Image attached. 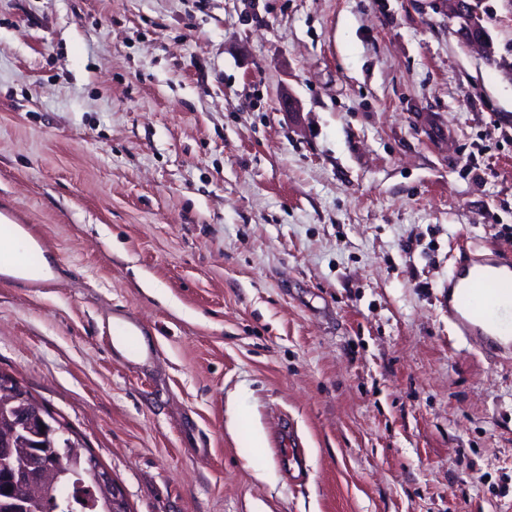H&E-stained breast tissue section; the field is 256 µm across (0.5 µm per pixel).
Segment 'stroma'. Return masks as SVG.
I'll return each instance as SVG.
<instances>
[{"mask_svg": "<svg viewBox=\"0 0 512 512\" xmlns=\"http://www.w3.org/2000/svg\"><path fill=\"white\" fill-rule=\"evenodd\" d=\"M481 11L490 61L437 0H0V215L57 273H0V373L130 512H512V354L448 321L512 254ZM279 446L282 468L291 477H295V473L300 474L306 468V460L302 448H298L296 443L292 442L288 433L285 437H281Z\"/></svg>", "mask_w": 512, "mask_h": 512, "instance_id": "35a3bbf8", "label": "stroma"}]
</instances>
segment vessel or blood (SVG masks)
<instances>
[{
    "instance_id": "vessel-or-blood-1",
    "label": "vessel or blood",
    "mask_w": 512,
    "mask_h": 512,
    "mask_svg": "<svg viewBox=\"0 0 512 512\" xmlns=\"http://www.w3.org/2000/svg\"><path fill=\"white\" fill-rule=\"evenodd\" d=\"M448 318L465 335L496 344L512 342V258L470 255L448 280ZM287 474L305 470L304 452L290 437L280 441Z\"/></svg>"
}]
</instances>
